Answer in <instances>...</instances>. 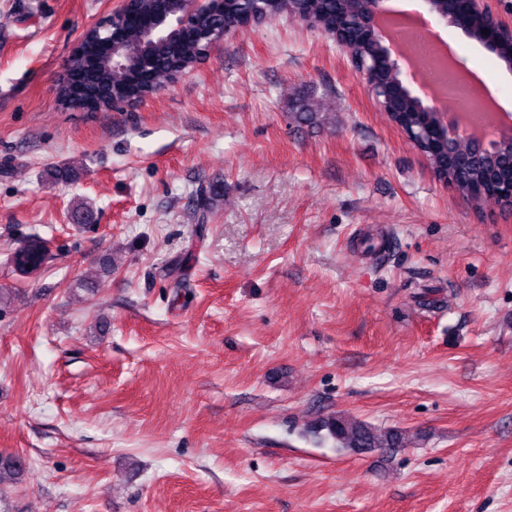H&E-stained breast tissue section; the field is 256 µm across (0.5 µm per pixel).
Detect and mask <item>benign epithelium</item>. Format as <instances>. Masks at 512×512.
Wrapping results in <instances>:
<instances>
[{
	"label": "benign epithelium",
	"mask_w": 512,
	"mask_h": 512,
	"mask_svg": "<svg viewBox=\"0 0 512 512\" xmlns=\"http://www.w3.org/2000/svg\"><path fill=\"white\" fill-rule=\"evenodd\" d=\"M165 2L167 12L154 18L147 29V35L163 40L172 32L182 35L187 30L191 31V40L204 45L202 55L193 60L195 65L204 59V55L214 44L233 32L231 28L212 32L201 30L197 26L198 16L222 8L220 0H165ZM250 2L253 6L241 18V24L260 25L272 18L277 20L282 16H290L333 39L339 50L346 56L352 69L363 78L368 93L376 103H381V97L377 96L379 92L385 95L390 94L395 98L406 97L415 101L417 123L403 127L401 131L406 140L424 158H429V155L439 152L445 145L456 141H469L473 143L476 150L483 153H494L502 146L512 144V129L507 126L496 127L493 132L482 136L468 134L458 120L456 111L435 105L425 88L422 87L417 92L404 81L405 73L401 67L404 58L388 41L380 26L381 18L387 14L385 0H363L364 7L357 16H339L326 28L318 25L308 13V0H284L286 8L271 18L268 17V9L265 8L269 0H250ZM425 3L428 13L436 22L453 26L464 33L472 28L475 15H484V28L488 29V32L482 36L481 44L494 53L499 52L506 37L512 38V24L504 22L498 13L492 11L488 0H425ZM142 14L143 10L136 0H122L119 9L100 18L89 27V31L96 32L100 42L116 43L121 40L128 22ZM358 37H367L375 41L379 47V56L367 62L355 55L353 42ZM191 65H185L177 76H182L191 68ZM382 68H389L398 75L397 83L389 90L378 86L374 79V74Z\"/></svg>",
	"instance_id": "obj_1"
}]
</instances>
